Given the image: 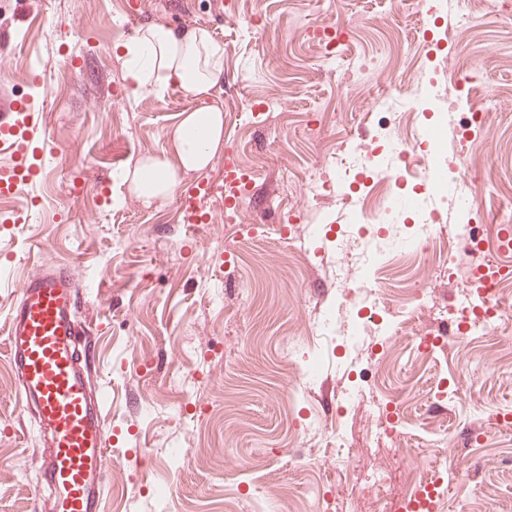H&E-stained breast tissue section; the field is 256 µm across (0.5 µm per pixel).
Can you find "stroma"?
I'll return each mask as SVG.
<instances>
[{
  "label": "stroma",
  "mask_w": 512,
  "mask_h": 512,
  "mask_svg": "<svg viewBox=\"0 0 512 512\" xmlns=\"http://www.w3.org/2000/svg\"><path fill=\"white\" fill-rule=\"evenodd\" d=\"M0 0V26L15 35L0 57V97L43 101L38 180L0 201V512H49L37 497L42 436L18 402L7 359L6 322L21 280L64 262L81 285L78 314L90 331L94 391L108 421L105 512H224L228 498L251 496L281 476L270 512H313L308 490L326 496L344 486L342 512H382L368 475L391 477L402 495L415 464L448 463L443 512H512V319L438 353L415 356L414 339L397 344L377 388L392 398L408 385L407 410L418 419L414 447L370 439L371 398L351 396L368 353L346 346L349 317L325 266L331 237L294 225L271 230L288 210L324 227L346 221L332 192L304 184L354 145L376 136L419 144L438 117L434 99L418 122L379 131L366 110L337 109L344 60L325 55L307 28L344 29L363 55L379 59L376 91L399 72L446 84L417 33L397 15L396 0ZM432 17L469 22L451 51L460 70H479L472 101L489 105L487 128L461 140L443 136L444 156L477 164L458 189L478 203L512 199V18L470 11L467 0H429ZM150 22L201 26L224 48L215 98L224 110V143L253 181L233 223L224 221V158L181 175L180 189L210 183L211 223L189 232L177 198L146 205L119 193L139 157L170 153V135L199 103L180 88L131 96L118 49ZM311 223V224H312ZM391 288L426 295L419 329L445 330V309L471 302L463 284L414 256L385 269ZM296 336V355L321 354L312 394L293 400L280 350ZM196 379L183 383L187 372ZM447 386L452 405L428 402ZM357 452L341 472L335 437Z\"/></svg>",
  "instance_id": "35a3bbf8"
}]
</instances>
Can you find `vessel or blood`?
Instances as JSON below:
<instances>
[{
  "label": "vessel or blood",
  "mask_w": 512,
  "mask_h": 512,
  "mask_svg": "<svg viewBox=\"0 0 512 512\" xmlns=\"http://www.w3.org/2000/svg\"><path fill=\"white\" fill-rule=\"evenodd\" d=\"M40 109L32 100L0 105V192L32 182ZM242 179L232 154L224 156V199L237 202ZM211 185L189 188L179 207L187 224L202 223ZM80 287L63 264L30 274L8 317L7 354L23 407L34 409L45 440L39 456L42 486L53 512H104L107 419L92 388L84 347L87 330L77 316Z\"/></svg>",
  "instance_id": "b4317fda"
}]
</instances>
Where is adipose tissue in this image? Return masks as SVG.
<instances>
[{
    "mask_svg": "<svg viewBox=\"0 0 512 512\" xmlns=\"http://www.w3.org/2000/svg\"><path fill=\"white\" fill-rule=\"evenodd\" d=\"M122 52L131 95L173 84L201 103L200 108L186 112L173 129L172 154L137 160L126 173L130 191L149 204L170 198L181 171L206 169L221 149L224 113L213 97L224 67V50L205 28L177 30L153 23L126 43Z\"/></svg>",
    "mask_w": 512,
    "mask_h": 512,
    "instance_id": "adipose-tissue-1",
    "label": "adipose tissue"
}]
</instances>
